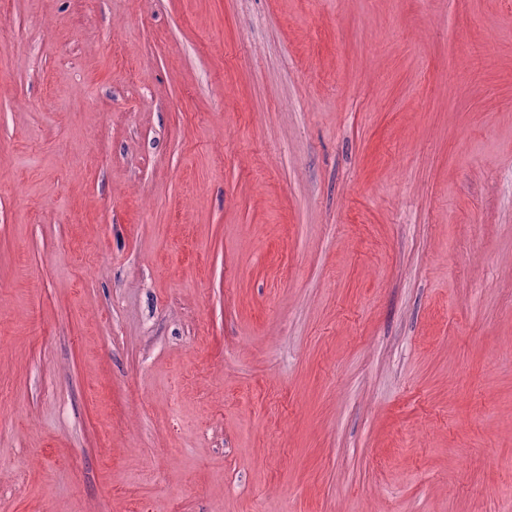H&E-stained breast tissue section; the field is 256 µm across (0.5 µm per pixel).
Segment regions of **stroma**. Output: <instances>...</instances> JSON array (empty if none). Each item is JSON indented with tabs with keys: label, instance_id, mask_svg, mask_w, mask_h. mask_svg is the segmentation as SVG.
I'll use <instances>...</instances> for the list:
<instances>
[{
	"label": "stroma",
	"instance_id": "1",
	"mask_svg": "<svg viewBox=\"0 0 512 512\" xmlns=\"http://www.w3.org/2000/svg\"><path fill=\"white\" fill-rule=\"evenodd\" d=\"M10 512H512V0H0Z\"/></svg>",
	"mask_w": 512,
	"mask_h": 512
}]
</instances>
